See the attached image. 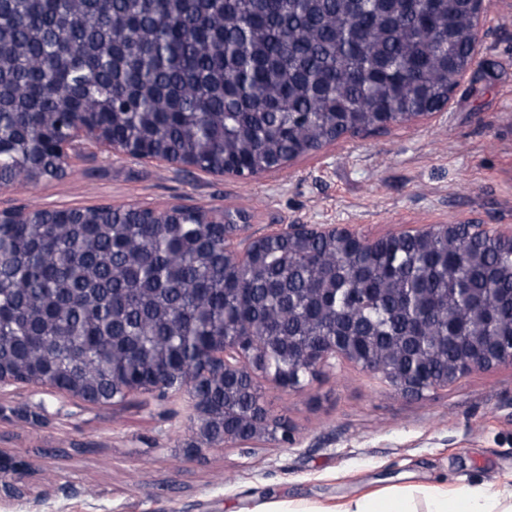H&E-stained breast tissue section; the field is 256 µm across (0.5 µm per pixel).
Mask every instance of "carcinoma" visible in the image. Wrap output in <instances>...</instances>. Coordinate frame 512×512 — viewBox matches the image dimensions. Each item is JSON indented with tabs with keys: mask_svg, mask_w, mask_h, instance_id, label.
<instances>
[{
	"mask_svg": "<svg viewBox=\"0 0 512 512\" xmlns=\"http://www.w3.org/2000/svg\"><path fill=\"white\" fill-rule=\"evenodd\" d=\"M467 0H0V188L67 174L32 141L65 140L95 113L111 138L254 178L349 130L410 124L471 69ZM163 220L140 206L21 209L0 223V378L100 404L157 381L198 380L224 437L215 336H425L403 365L443 377L495 336H512V243L457 224L367 251L345 240L267 239L238 268L236 228L197 207ZM297 382L307 362L263 353ZM259 385L244 386L247 411Z\"/></svg>",
	"mask_w": 512,
	"mask_h": 512,
	"instance_id": "cac0c4a2",
	"label": "carcinoma"
}]
</instances>
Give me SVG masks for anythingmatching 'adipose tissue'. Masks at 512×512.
I'll return each mask as SVG.
<instances>
[{
	"label": "adipose tissue",
	"instance_id": "ef3b65f1",
	"mask_svg": "<svg viewBox=\"0 0 512 512\" xmlns=\"http://www.w3.org/2000/svg\"><path fill=\"white\" fill-rule=\"evenodd\" d=\"M337 512H512V490L464 486L450 494L410 485L386 496L350 500Z\"/></svg>",
	"mask_w": 512,
	"mask_h": 512
}]
</instances>
